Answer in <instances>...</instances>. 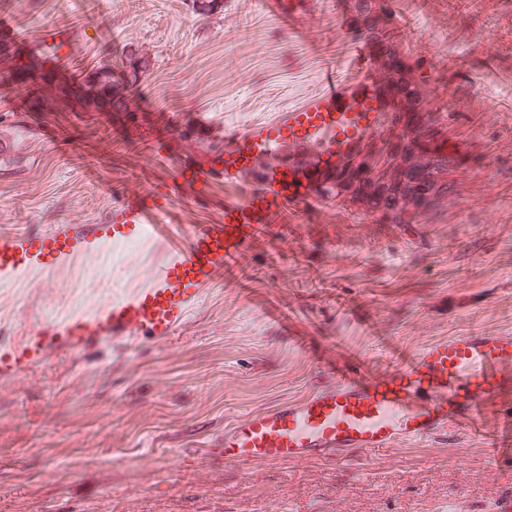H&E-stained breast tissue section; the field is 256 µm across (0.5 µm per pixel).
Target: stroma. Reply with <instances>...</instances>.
<instances>
[{"label":"stroma","mask_w":512,"mask_h":512,"mask_svg":"<svg viewBox=\"0 0 512 512\" xmlns=\"http://www.w3.org/2000/svg\"><path fill=\"white\" fill-rule=\"evenodd\" d=\"M397 2L413 79L456 113L428 131L457 149L434 222L310 208L271 224L239 261L245 286L205 288L170 343L59 349L0 380V512H512V454L489 448L512 392L478 433L340 464L224 461L227 421L333 384L336 366L512 336V0ZM352 35L336 0L291 29L258 0H0V233L98 224L131 192L168 223H220L234 190L176 192L174 172L205 166L211 127L274 118L328 64L351 76ZM166 252L121 244L0 281V345L143 286Z\"/></svg>","instance_id":"stroma-1"}]
</instances>
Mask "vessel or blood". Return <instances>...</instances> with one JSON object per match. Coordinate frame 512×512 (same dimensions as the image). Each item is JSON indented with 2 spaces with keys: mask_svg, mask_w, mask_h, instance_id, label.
<instances>
[{
  "mask_svg": "<svg viewBox=\"0 0 512 512\" xmlns=\"http://www.w3.org/2000/svg\"><path fill=\"white\" fill-rule=\"evenodd\" d=\"M384 42L354 38V78L326 76L322 87L272 120L224 134L207 167L181 168L183 180H221L237 195L218 224L173 232L158 210L123 197L105 223L49 234L0 235V279L51 270L101 249L170 235L164 262L148 283L88 315L31 329L17 345L0 347V379L42 362L58 346L82 353L91 345L136 339L169 343L198 305L204 288L227 274L277 217L335 202L360 149L381 142L419 116L402 113L401 88L382 79ZM512 372V336L471 333L439 340L385 369H337L336 383L306 398L253 411L224 426V460L286 464L349 452L394 449L404 440L475 430L487 403Z\"/></svg>",
  "mask_w": 512,
  "mask_h": 512,
  "instance_id": "vessel-or-blood-1",
  "label": "vessel or blood"
}]
</instances>
